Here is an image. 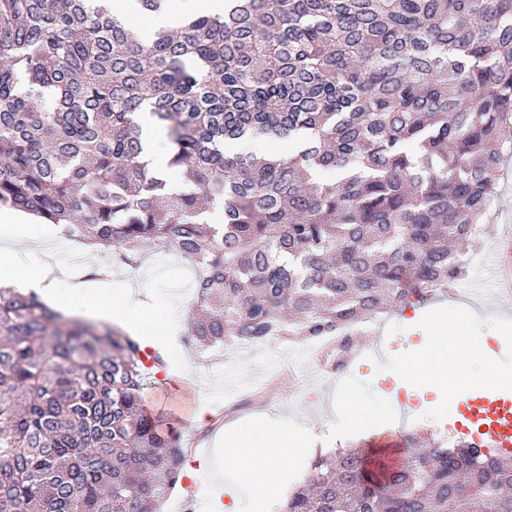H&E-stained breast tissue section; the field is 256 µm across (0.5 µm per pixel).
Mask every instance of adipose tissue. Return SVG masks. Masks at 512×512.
Returning a JSON list of instances; mask_svg holds the SVG:
<instances>
[{"mask_svg": "<svg viewBox=\"0 0 512 512\" xmlns=\"http://www.w3.org/2000/svg\"><path fill=\"white\" fill-rule=\"evenodd\" d=\"M224 12V0H168L164 10L153 14L151 25L155 28L174 30L183 19L193 15H220ZM0 223L5 234L0 237V283L22 282L43 286L50 276L45 264H22L21 259L29 252L33 222L27 215L7 208L0 209ZM104 314L111 321L134 331L143 346L167 354L175 343V337L157 333L153 318L142 303L125 299L116 304H104ZM466 357L477 365V372L455 375V383L461 393L484 387H494L512 379V370L495 366L489 360L485 335L468 337L457 342L454 337L439 334L427 349L409 351L396 379L401 384L432 387L450 372L448 359L451 354ZM307 443L303 425L287 426L274 416L266 417L261 427L235 423L224 432V441L213 451L212 457L198 459L187 466L186 478L195 480L208 476L215 485H222L225 470H233L239 480L252 488L257 497L271 500L286 482L282 457H298Z\"/></svg>", "mask_w": 512, "mask_h": 512, "instance_id": "obj_1", "label": "adipose tissue"}]
</instances>
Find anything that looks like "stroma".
Returning <instances> with one entry per match:
<instances>
[{"mask_svg": "<svg viewBox=\"0 0 512 512\" xmlns=\"http://www.w3.org/2000/svg\"><path fill=\"white\" fill-rule=\"evenodd\" d=\"M499 188L491 230L475 237L471 244L470 254L477 263L470 267L467 278L457 284L455 293L438 292L434 305L385 313L371 322L369 329L354 335L356 347L380 339L388 350L383 361L367 366L353 362L356 379H345L343 370L325 366L320 355L310 354L300 343L288 340L280 345L247 346L211 356L188 345L189 331L184 328L178 333V353L172 356L168 369L147 373V410L163 413L175 427L189 425L204 448L213 447L231 421L257 420L265 414L306 417L311 446L325 452L355 449L365 454L372 439L383 435L398 439L411 430L440 438L451 436L452 390L439 383L409 397L401 406L391 401L394 371L403 364L406 349H423L431 343V321L441 320L462 330L469 315L501 321V333L507 341L494 345L493 350L501 361L512 365V316L503 317L491 303H475L472 294L474 286L490 287L500 226L512 221V161L499 173ZM37 230L42 247L53 250L60 287L89 281V265L78 267L72 261L80 252L77 244L61 239L54 225L41 223ZM197 275L189 260L158 251L147 255L135 271L112 261L107 282L112 298L131 292L150 305L168 299L187 319ZM184 354L191 360L194 376H186L178 367ZM346 398L358 402L369 416L366 426L354 436L337 423L345 412L342 401ZM200 405L212 412L203 425L191 420Z\"/></svg>", "mask_w": 512, "mask_h": 512, "instance_id": "obj_1", "label": "stroma"}]
</instances>
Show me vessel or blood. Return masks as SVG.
Segmentation results:
<instances>
[{"mask_svg":"<svg viewBox=\"0 0 512 512\" xmlns=\"http://www.w3.org/2000/svg\"><path fill=\"white\" fill-rule=\"evenodd\" d=\"M497 298L512 304V229L504 232L495 268ZM458 432L481 450L512 453V392L490 388L469 396L453 419Z\"/></svg>","mask_w":512,"mask_h":512,"instance_id":"vessel-or-blood-1","label":"vessel or blood"}]
</instances>
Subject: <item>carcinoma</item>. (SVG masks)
Instances as JSON below:
<instances>
[{"mask_svg": "<svg viewBox=\"0 0 512 512\" xmlns=\"http://www.w3.org/2000/svg\"><path fill=\"white\" fill-rule=\"evenodd\" d=\"M98 2L0 0V205L129 267L193 262L202 350L334 337L466 278L512 152V0H234L147 37ZM256 139L294 148L224 151ZM142 352L0 288V512H160L189 451L143 412ZM404 448L382 482L317 458L281 512H512L511 457ZM138 122L143 129L144 143L148 158L153 160L154 164L158 167L165 166L167 159L166 153L160 147V140L163 138L160 129L154 125L148 115L140 116Z\"/></svg>", "mask_w": 512, "mask_h": 512, "instance_id": "1", "label": "carcinoma"}]
</instances>
